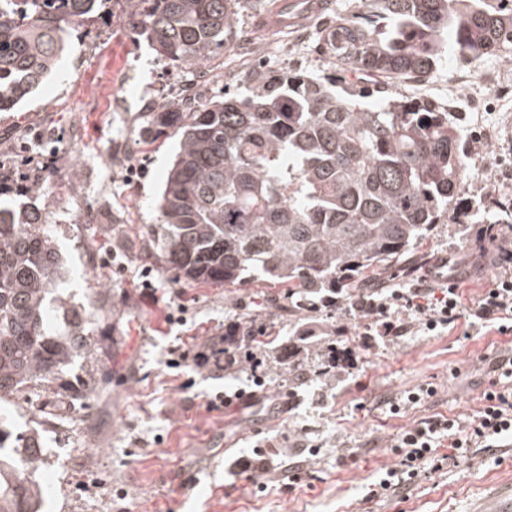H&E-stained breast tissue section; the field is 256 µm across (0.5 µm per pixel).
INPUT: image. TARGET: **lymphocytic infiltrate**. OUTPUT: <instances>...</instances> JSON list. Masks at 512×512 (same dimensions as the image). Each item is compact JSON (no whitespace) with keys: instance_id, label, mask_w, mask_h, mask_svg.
Wrapping results in <instances>:
<instances>
[{"instance_id":"f902f5d3","label":"lymphocytic infiltrate","mask_w":512,"mask_h":512,"mask_svg":"<svg viewBox=\"0 0 512 512\" xmlns=\"http://www.w3.org/2000/svg\"><path fill=\"white\" fill-rule=\"evenodd\" d=\"M485 234L495 246L490 260L499 273L477 296L470 314L489 323L512 322V225L490 224ZM456 280L452 273L441 290L421 286L409 289L405 303L410 318L424 322L431 330L454 324L463 314ZM489 372L490 386L483 394V406L473 416L468 430H461L457 419L444 416L431 417L408 428L394 446L397 462L372 483L369 499L398 496L410 484L443 470L447 462L467 457L470 449L501 448L512 441V354L497 356ZM443 443L448 445L449 455H438Z\"/></svg>"}]
</instances>
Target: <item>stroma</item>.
I'll return each mask as SVG.
<instances>
[{
	"instance_id": "obj_1",
	"label": "stroma",
	"mask_w": 512,
	"mask_h": 512,
	"mask_svg": "<svg viewBox=\"0 0 512 512\" xmlns=\"http://www.w3.org/2000/svg\"><path fill=\"white\" fill-rule=\"evenodd\" d=\"M108 8L69 36L55 77L17 111L0 112V157L17 165L32 154L58 157L38 179L39 197L6 191L0 198L48 204V231L68 269L55 295L64 305L88 307L95 343L59 379L0 402V415L17 431L40 429L43 512H471L491 484L512 483V455L478 449L474 460L418 482L406 498L367 497L370 483L396 462L391 447L402 431L432 415L465 419L480 409L488 365L512 349V331H489L463 317L448 328L413 325L384 336L369 314L348 304L332 322L357 364L340 376L318 375L316 348L305 353L301 374L258 348L232 372L170 364L172 351H200L243 320L287 337L288 317L271 303L278 289L179 280L167 268L153 230L178 140L155 134L151 112L183 88L204 102L244 87L264 55L275 68L316 73L327 60L316 41L319 19L261 30L249 6L238 23L242 52L224 57L205 80L174 71L137 37L124 0H110ZM502 65L484 57L471 63L476 78L469 83L449 86L440 68L426 88L402 83L398 90L452 102L462 129L476 113L490 125L500 106L477 75ZM505 154L512 155V129L497 141L466 145L468 167L485 174L469 182L465 197L483 210L512 195V175L497 163ZM478 230L474 216L460 210L436 225L409 272L383 278L381 300L420 284L438 256L465 254L470 262L457 284L462 306L470 307L498 274L472 259ZM146 279L157 305L140 299ZM170 311L179 322L165 324ZM423 386L435 395L408 403V393ZM239 388L262 392L261 402L209 410L218 393ZM257 447L272 452V470L230 474V462ZM294 470L300 480L292 484Z\"/></svg>"
}]
</instances>
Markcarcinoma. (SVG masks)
Wrapping results in <instances>:
<instances>
[{
	"label": "carcinoma",
	"mask_w": 512,
	"mask_h": 512,
	"mask_svg": "<svg viewBox=\"0 0 512 512\" xmlns=\"http://www.w3.org/2000/svg\"><path fill=\"white\" fill-rule=\"evenodd\" d=\"M109 0H0V112L48 76L69 28L99 18ZM134 33L183 70L208 75L237 48L243 0H125ZM331 68L265 71L245 90L205 104L184 94L152 114L180 135L158 198L155 232L176 278L285 290L288 339L244 321L224 333L266 349L290 370L336 330L315 317L370 304L375 284L404 273L452 208L464 205L460 119L444 103L385 96L393 80H423L453 50L465 62L512 58V0H346L317 32ZM377 108L361 105L371 96ZM47 207L0 205V401L59 376L94 344L85 309L46 322V296L63 281ZM38 432L0 423V512H41L33 471Z\"/></svg>",
	"instance_id": "cac0c4a2"
}]
</instances>
